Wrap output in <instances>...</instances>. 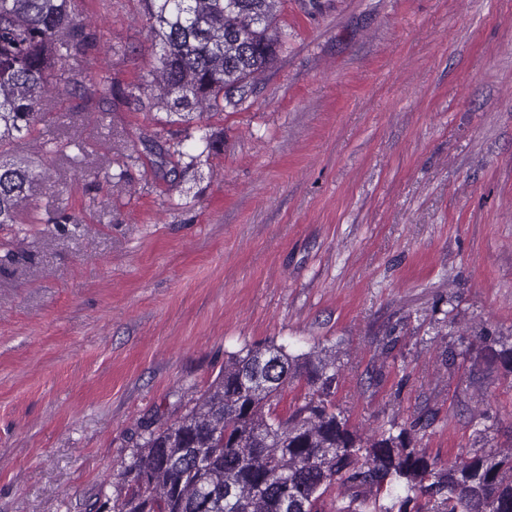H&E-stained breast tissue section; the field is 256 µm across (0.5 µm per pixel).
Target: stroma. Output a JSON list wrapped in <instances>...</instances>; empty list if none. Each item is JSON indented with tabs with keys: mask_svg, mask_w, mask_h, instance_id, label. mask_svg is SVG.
<instances>
[{
	"mask_svg": "<svg viewBox=\"0 0 512 512\" xmlns=\"http://www.w3.org/2000/svg\"><path fill=\"white\" fill-rule=\"evenodd\" d=\"M81 13L76 66L116 96L51 105L32 207L0 225V512H112L141 422L246 346L335 349L363 436L427 408L430 457L512 446V373L477 338L512 336V0H284L274 67L199 123L134 94L142 0ZM156 132L215 149L169 175Z\"/></svg>",
	"mask_w": 512,
	"mask_h": 512,
	"instance_id": "35a3bbf8",
	"label": "stroma"
}]
</instances>
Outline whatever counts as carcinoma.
Here are the masks:
<instances>
[{"label": "carcinoma", "mask_w": 512, "mask_h": 512, "mask_svg": "<svg viewBox=\"0 0 512 512\" xmlns=\"http://www.w3.org/2000/svg\"><path fill=\"white\" fill-rule=\"evenodd\" d=\"M158 65L148 99L184 122L238 106L284 46L281 0H143ZM79 0H0V224L18 223L36 179L14 156L43 120L52 97L74 88L88 101L115 94L102 70L89 83L66 65L94 47ZM176 172L179 149L142 140ZM512 368V344L477 334ZM336 358L292 353L271 343L228 355L224 369L183 415L142 424L143 442L113 475L112 512H323L335 487L336 512H512V448L448 462L412 446L421 418L368 439L329 400ZM308 388L305 403L277 414L283 389Z\"/></svg>", "instance_id": "carcinoma-1"}]
</instances>
